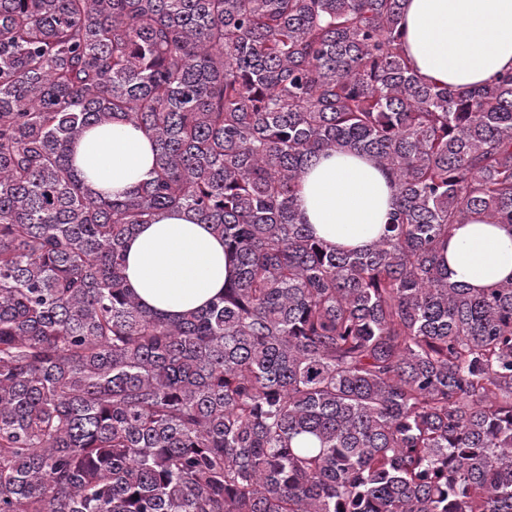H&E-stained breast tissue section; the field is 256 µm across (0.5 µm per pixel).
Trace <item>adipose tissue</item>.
Here are the masks:
<instances>
[{"label":"adipose tissue","mask_w":512,"mask_h":512,"mask_svg":"<svg viewBox=\"0 0 512 512\" xmlns=\"http://www.w3.org/2000/svg\"><path fill=\"white\" fill-rule=\"evenodd\" d=\"M401 42L418 78L440 86L482 85L512 71V0H406ZM73 164L105 195L126 193L150 179L151 140L125 122L89 128ZM395 202L387 173L371 157L322 155L305 173L298 214L315 235L339 248H370ZM453 281L475 290L512 279V226L456 225L441 244ZM232 266L224 240L181 211L140 225L127 243L128 287L147 306L170 316L216 298Z\"/></svg>","instance_id":"adipose-tissue-1"}]
</instances>
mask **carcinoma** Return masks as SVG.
<instances>
[{"mask_svg":"<svg viewBox=\"0 0 512 512\" xmlns=\"http://www.w3.org/2000/svg\"><path fill=\"white\" fill-rule=\"evenodd\" d=\"M403 0H0V512H512V281L441 240L512 225V73L420 81ZM122 120L152 178L71 155ZM372 157L367 250L297 214L306 170ZM224 238V295L176 318L127 287L141 224ZM72 157L75 168L92 187L112 198L150 179L155 165L151 140L125 122L89 128ZM440 253L453 281L477 291L492 288L512 278V226L458 224L442 242Z\"/></svg>","mask_w":512,"mask_h":512,"instance_id":"carcinoma-1","label":"carcinoma"}]
</instances>
